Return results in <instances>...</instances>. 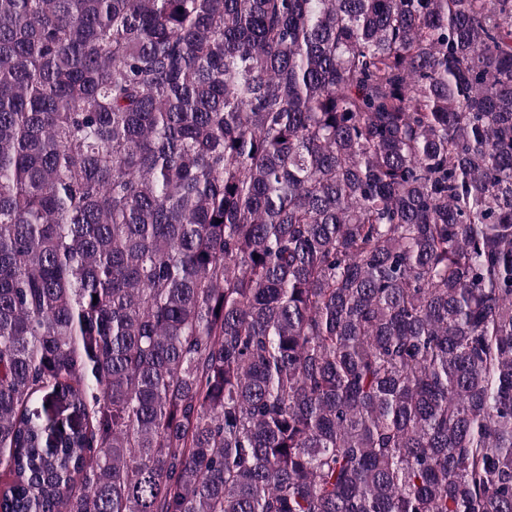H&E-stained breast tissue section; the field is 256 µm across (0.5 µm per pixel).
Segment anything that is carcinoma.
I'll return each instance as SVG.
<instances>
[{
	"label": "carcinoma",
	"mask_w": 512,
	"mask_h": 512,
	"mask_svg": "<svg viewBox=\"0 0 512 512\" xmlns=\"http://www.w3.org/2000/svg\"><path fill=\"white\" fill-rule=\"evenodd\" d=\"M0 474L512 512V0H0Z\"/></svg>",
	"instance_id": "cac0c4a2"
}]
</instances>
